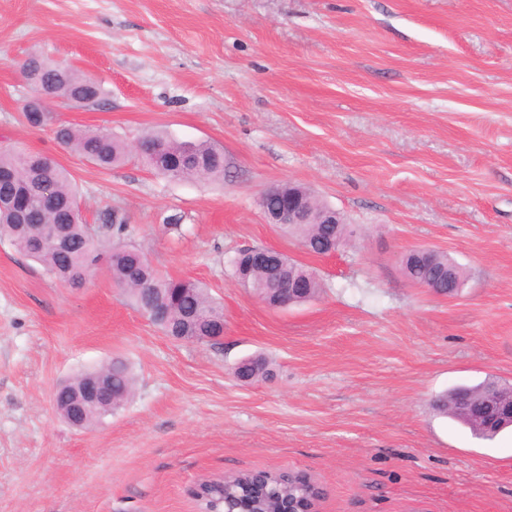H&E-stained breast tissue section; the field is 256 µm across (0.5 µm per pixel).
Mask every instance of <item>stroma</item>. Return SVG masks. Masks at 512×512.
Segmentation results:
<instances>
[{"mask_svg": "<svg viewBox=\"0 0 512 512\" xmlns=\"http://www.w3.org/2000/svg\"><path fill=\"white\" fill-rule=\"evenodd\" d=\"M33 53L102 102H51L29 127ZM59 124L211 142L224 180L97 167ZM11 146L68 170L87 223L115 212L160 273L204 284L224 337L175 341L105 268L69 288L0 238V512H200L198 483L254 470L307 475L318 512H512V430L478 439L430 405L512 384V0H0ZM288 182L343 213L348 246L310 255L267 223L262 193ZM248 246L316 272L318 297L268 307L232 274ZM415 247L464 288L411 283ZM259 353L275 378L237 380ZM115 358L131 398L70 427L56 386Z\"/></svg>", "mask_w": 512, "mask_h": 512, "instance_id": "obj_1", "label": "stroma"}]
</instances>
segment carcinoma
Returning <instances> with one entry per match:
<instances>
[{"instance_id": "obj_1", "label": "carcinoma", "mask_w": 512, "mask_h": 512, "mask_svg": "<svg viewBox=\"0 0 512 512\" xmlns=\"http://www.w3.org/2000/svg\"><path fill=\"white\" fill-rule=\"evenodd\" d=\"M21 73L30 88L48 92L53 100L82 104L89 98L101 101L102 85L89 75L62 66L38 55L28 57ZM55 139L70 152L112 169L125 162L131 153L130 145L110 132L81 130L60 124ZM142 151L139 159L152 171L174 180L224 179V150L210 142H178L161 131H151L138 139ZM13 179L0 181V238H8L18 252L38 263L43 274L69 286H81L91 276L90 255H106V270L112 281L120 286L130 303L140 312L147 311L153 301L163 298L170 306L167 325L160 327L166 336H217L215 320L224 317V309L213 301L197 281L164 276L155 269L137 247L125 242L129 226L114 221L106 214L96 229L82 221L78 192L69 172L48 158L14 148L0 149V174ZM57 229L67 241L63 249L43 236L45 225ZM286 229L299 237L309 252L321 255L328 251L329 239H340L346 245L355 232L353 225L289 224ZM249 252L240 250L231 261L235 279L261 299L267 298L268 274L249 266ZM404 271L415 285H430L435 292L452 296L465 281L463 270L448 278V255L439 253L432 260L410 258ZM300 274L309 277L308 298L320 292L322 284L317 275L293 261L284 275L293 278ZM250 379L274 377L272 363L265 357L249 359ZM85 375L80 374L56 392L55 409L59 415L68 412L75 389ZM485 386L461 385L449 389L433 401L435 410L479 438H492L496 430L486 429L461 413L456 403L466 394H477ZM115 408L122 407L133 391V377L126 364L112 375ZM317 496L316 487L300 477L269 472L258 479L251 471L230 475L226 480H205L194 491L202 512H224L225 502L240 500L250 512H272L274 501L307 500Z\"/></svg>"}]
</instances>
